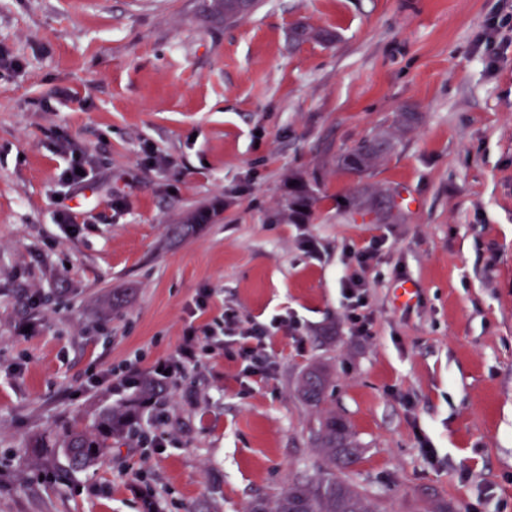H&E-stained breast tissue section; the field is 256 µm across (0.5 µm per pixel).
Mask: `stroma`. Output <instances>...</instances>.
Masks as SVG:
<instances>
[{
    "label": "stroma",
    "instance_id": "1",
    "mask_svg": "<svg viewBox=\"0 0 512 512\" xmlns=\"http://www.w3.org/2000/svg\"><path fill=\"white\" fill-rule=\"evenodd\" d=\"M299 24L332 39L296 44ZM0 55L22 64L0 73V512H247L320 477L330 412L361 450L348 481L388 512H512V0H259L231 23L202 0H0ZM381 133L367 184L415 204L355 222L336 157ZM75 158L79 185L60 178ZM293 174L318 189L305 224L286 221ZM355 272L367 336L346 321ZM228 310L269 323V379L214 348L144 437L84 471L32 466V438L123 401L104 374L154 373ZM313 371L314 372L307 377L305 385L302 388L305 399L310 403L317 404L322 400L325 394L327 376L321 368H313Z\"/></svg>",
    "mask_w": 512,
    "mask_h": 512
}]
</instances>
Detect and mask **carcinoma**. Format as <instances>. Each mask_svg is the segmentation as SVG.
Returning <instances> with one entry per match:
<instances>
[{"mask_svg":"<svg viewBox=\"0 0 512 512\" xmlns=\"http://www.w3.org/2000/svg\"><path fill=\"white\" fill-rule=\"evenodd\" d=\"M255 5L256 0H207L210 13L226 21L250 14ZM393 149V141L384 135L366 136L339 156V165L360 178ZM293 181L295 185L288 187V222L303 224L311 216L318 197L302 178L296 176ZM370 198L382 203L379 195L368 194V187L357 185L349 197L348 213L353 217H366L368 212L363 206ZM163 387L164 382L157 377L144 376L130 400L118 406H107L99 412L92 430L60 425L48 432L41 447L57 446L71 470L86 469L141 428L144 415L152 414L147 402ZM326 388L327 376L322 369L316 368L305 381L303 395L308 402L317 404ZM316 444L333 470L338 467L350 469L359 460L348 424L333 414L320 422ZM249 512H380V506L367 492L331 472L314 482L292 484L272 507L265 500L257 499L252 502Z\"/></svg>","mask_w":512,"mask_h":512,"instance_id":"cac0c4a2","label":"carcinoma"}]
</instances>
